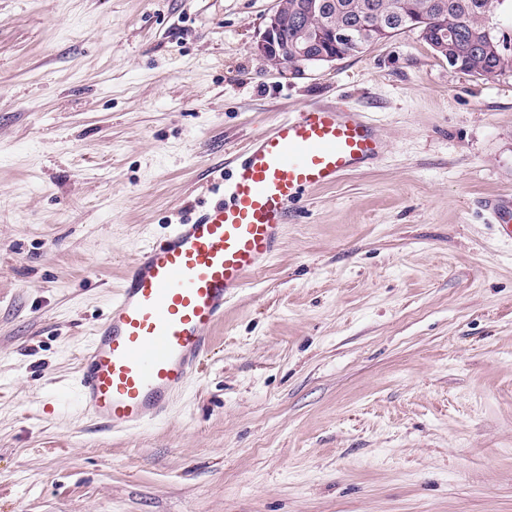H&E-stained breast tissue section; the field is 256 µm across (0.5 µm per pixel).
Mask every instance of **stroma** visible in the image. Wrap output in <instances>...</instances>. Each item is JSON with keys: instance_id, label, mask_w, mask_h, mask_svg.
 <instances>
[{"instance_id": "stroma-1", "label": "stroma", "mask_w": 512, "mask_h": 512, "mask_svg": "<svg viewBox=\"0 0 512 512\" xmlns=\"http://www.w3.org/2000/svg\"><path fill=\"white\" fill-rule=\"evenodd\" d=\"M276 0H0V512H512V70L419 32L283 74ZM381 157L308 193L168 418L91 429L78 356L146 241L287 113Z\"/></svg>"}]
</instances>
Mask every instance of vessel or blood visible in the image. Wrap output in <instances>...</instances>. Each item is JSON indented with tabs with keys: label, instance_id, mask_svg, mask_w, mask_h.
<instances>
[{
	"label": "vessel or blood",
	"instance_id": "1",
	"mask_svg": "<svg viewBox=\"0 0 512 512\" xmlns=\"http://www.w3.org/2000/svg\"><path fill=\"white\" fill-rule=\"evenodd\" d=\"M381 149L361 112L307 106L251 142L221 198L145 244L79 357L77 394L100 429L163 419L197 373L224 306L276 254L290 210Z\"/></svg>",
	"mask_w": 512,
	"mask_h": 512
}]
</instances>
